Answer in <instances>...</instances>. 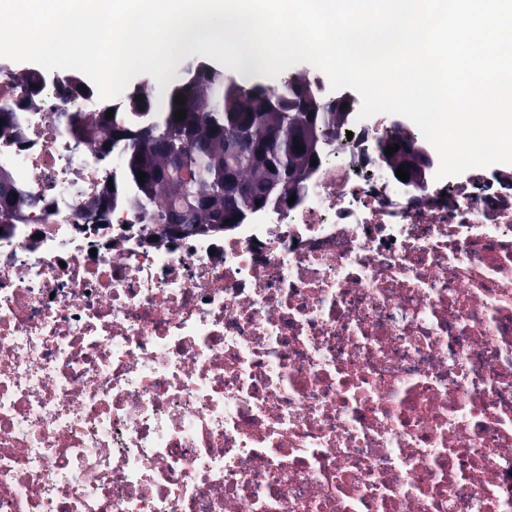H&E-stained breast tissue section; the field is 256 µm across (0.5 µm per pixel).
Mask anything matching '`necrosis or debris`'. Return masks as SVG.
<instances>
[{"label": "necrosis or debris", "instance_id": "necrosis-or-debris-1", "mask_svg": "<svg viewBox=\"0 0 512 512\" xmlns=\"http://www.w3.org/2000/svg\"><path fill=\"white\" fill-rule=\"evenodd\" d=\"M0 96V512H512L511 170L394 183L352 114L294 203L152 234L88 212L96 100ZM16 194V199H13ZM33 204V199L16 190L10 180L0 177V224H15L23 219V212Z\"/></svg>", "mask_w": 512, "mask_h": 512}]
</instances>
